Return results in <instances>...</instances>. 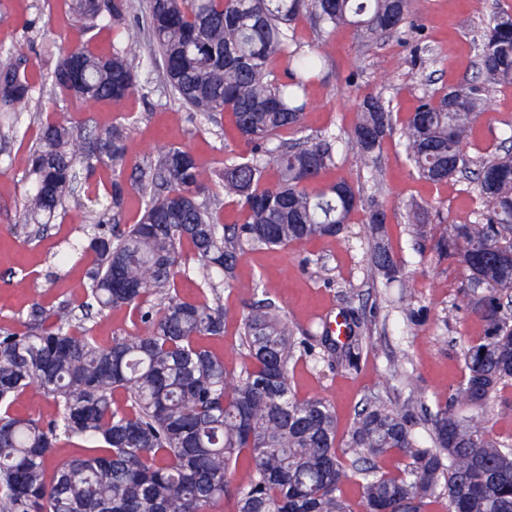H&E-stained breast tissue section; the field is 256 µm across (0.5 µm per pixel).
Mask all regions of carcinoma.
<instances>
[{
  "instance_id": "cac0c4a2",
  "label": "carcinoma",
  "mask_w": 512,
  "mask_h": 512,
  "mask_svg": "<svg viewBox=\"0 0 512 512\" xmlns=\"http://www.w3.org/2000/svg\"><path fill=\"white\" fill-rule=\"evenodd\" d=\"M87 28L112 26L121 47L101 55L89 46L59 53L48 75L59 93L85 102L119 103L134 93L142 29L163 66L174 97L214 119L232 114L248 149L218 174L224 196L244 210V222H220L213 174L191 150L163 147L126 173L127 127L87 129L72 119L40 122L29 150L31 190L10 229L47 231L78 181L99 167L112 170L104 191L87 197L94 222L80 258L91 269L83 300L47 306L33 300L24 329L0 328V512H352L343 486L356 482L364 512H512V445L491 438L488 403L512 383V319L502 294L512 290V152L474 164L464 151L472 117L492 85L512 84V11L492 14L480 44V81L422 98L394 131L390 102L379 95L358 104L347 150L365 180L384 140L398 133L419 178L440 184L470 173L486 209L476 224L437 232L427 209L407 205L415 234L436 252L466 263L487 292L468 300L485 323L484 338L465 353V382L430 419L431 445L414 432L415 417L385 403L368 404L339 454L336 419L321 398L291 394L289 365L305 355L357 369L363 351L359 323L346 320L344 341L329 330L300 336L271 299L242 315L241 346L249 365L229 372L199 340L224 336L227 311L215 280L232 276L247 247L276 248L312 237H335L350 216L366 211L370 270L390 282L400 265L385 238L387 212L364 187L340 177L315 193L308 185L342 165V136L327 132L276 140L301 128L308 88L324 60L293 39L306 16L319 32L351 26L364 37L400 38L411 25L414 0H146L144 22L129 24L133 0H65ZM288 57L281 79L269 63ZM27 60H0V108L27 101L34 86ZM146 198L134 224H122L127 185ZM192 255L202 299L180 297L177 282ZM118 307L136 312L134 332L100 345L89 323ZM32 390L52 398L57 418L44 422L10 412ZM125 406H114V394ZM89 438L101 448L47 466L58 443ZM394 452L398 473L376 459Z\"/></svg>"
}]
</instances>
